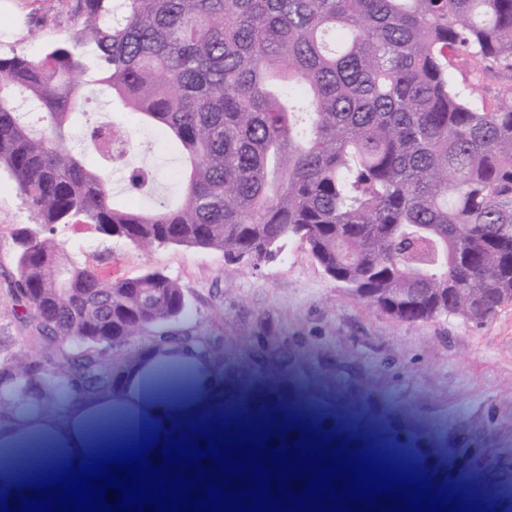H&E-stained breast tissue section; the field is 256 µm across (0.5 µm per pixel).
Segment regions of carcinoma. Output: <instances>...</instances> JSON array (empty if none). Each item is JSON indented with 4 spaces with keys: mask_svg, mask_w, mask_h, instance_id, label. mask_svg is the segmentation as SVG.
<instances>
[{
    "mask_svg": "<svg viewBox=\"0 0 512 512\" xmlns=\"http://www.w3.org/2000/svg\"><path fill=\"white\" fill-rule=\"evenodd\" d=\"M65 40L0 56V172L34 227L19 250L14 313L34 363L0 353V427L115 394L168 341L213 354L220 336L174 333L187 300L157 270L112 277L56 240L91 226L135 247L213 249L255 264L300 240L352 296L405 322L482 325L512 303V0H76ZM471 65L462 82L450 73ZM173 137L185 168L159 200L114 120L89 127L94 168L67 149L89 95ZM152 208L113 200L109 171ZM45 288L55 307L40 308ZM510 84H512V73L497 70L486 72L475 86L473 99L478 103L484 100L488 104H495L499 90Z\"/></svg>",
    "mask_w": 512,
    "mask_h": 512,
    "instance_id": "1",
    "label": "carcinoma"
}]
</instances>
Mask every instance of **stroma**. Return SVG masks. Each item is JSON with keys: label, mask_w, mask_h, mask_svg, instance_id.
<instances>
[{"label": "stroma", "mask_w": 512, "mask_h": 512, "mask_svg": "<svg viewBox=\"0 0 512 512\" xmlns=\"http://www.w3.org/2000/svg\"><path fill=\"white\" fill-rule=\"evenodd\" d=\"M0 10V55L32 58L69 29L67 0H13ZM31 218L8 177H0V344L28 357L14 318L8 271L17 225ZM75 255L107 258L117 275L158 270L177 280L187 307L175 330L224 340V395L241 417L304 427L332 426L351 436L387 437L402 428L418 448L421 474L448 484L492 512H512V472L500 449L512 448V304L477 326L456 317L414 323L393 319L329 279L307 246L290 241L261 264L223 252L182 247L134 248L91 229L60 228ZM258 336L299 338L311 364L298 373L287 358L257 357ZM346 359L351 379L324 377L321 366Z\"/></svg>", "instance_id": "stroma-1"}]
</instances>
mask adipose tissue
Listing matches in <instances>:
<instances>
[{
    "instance_id": "1",
    "label": "adipose tissue",
    "mask_w": 512,
    "mask_h": 512,
    "mask_svg": "<svg viewBox=\"0 0 512 512\" xmlns=\"http://www.w3.org/2000/svg\"><path fill=\"white\" fill-rule=\"evenodd\" d=\"M175 357L179 369L162 373L156 352H148L115 396L77 400L66 411L43 412L0 429V487L15 486L21 461L35 462L37 472L44 473L130 444L150 429L180 432L222 417L224 380L211 356L186 348Z\"/></svg>"
}]
</instances>
